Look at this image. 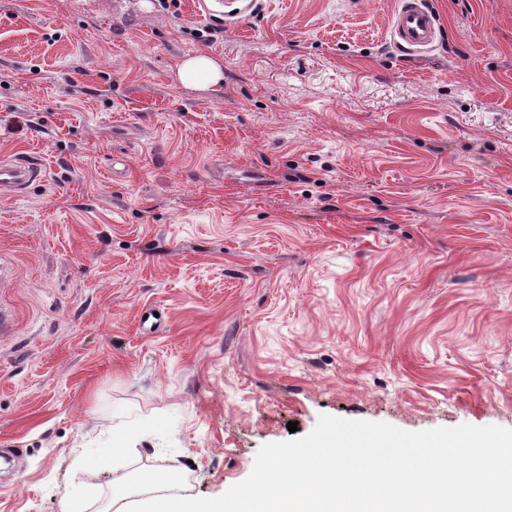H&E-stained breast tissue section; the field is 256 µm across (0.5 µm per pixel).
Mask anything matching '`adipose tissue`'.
Instances as JSON below:
<instances>
[{
    "instance_id": "1",
    "label": "adipose tissue",
    "mask_w": 512,
    "mask_h": 512,
    "mask_svg": "<svg viewBox=\"0 0 512 512\" xmlns=\"http://www.w3.org/2000/svg\"><path fill=\"white\" fill-rule=\"evenodd\" d=\"M170 483L167 477L149 480L152 494L140 502L126 485H117L112 493L113 512H224L220 501L202 502L186 495L168 494Z\"/></svg>"
}]
</instances>
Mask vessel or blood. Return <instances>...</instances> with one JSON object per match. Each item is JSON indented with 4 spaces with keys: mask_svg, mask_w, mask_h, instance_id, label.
<instances>
[{
    "mask_svg": "<svg viewBox=\"0 0 512 512\" xmlns=\"http://www.w3.org/2000/svg\"><path fill=\"white\" fill-rule=\"evenodd\" d=\"M440 27L425 0H399L391 37L401 47L415 53L430 51L438 42ZM40 175L37 163L29 160L0 161V189L23 193Z\"/></svg>",
    "mask_w": 512,
    "mask_h": 512,
    "instance_id": "vessel-or-blood-1",
    "label": "vessel or blood"
}]
</instances>
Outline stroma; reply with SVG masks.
Here are the masks:
<instances>
[{
    "label": "stroma",
    "instance_id": "obj_1",
    "mask_svg": "<svg viewBox=\"0 0 512 512\" xmlns=\"http://www.w3.org/2000/svg\"><path fill=\"white\" fill-rule=\"evenodd\" d=\"M397 5L207 45L197 0H0V159L41 164L0 191V512L214 498L323 414L512 428V0H428L421 59ZM440 26L436 15L424 0H400L395 13L391 37L401 47L415 53H426L438 42ZM178 76L189 86H218L224 81V74L216 61L199 54L188 57L178 66Z\"/></svg>",
    "mask_w": 512,
    "mask_h": 512
}]
</instances>
